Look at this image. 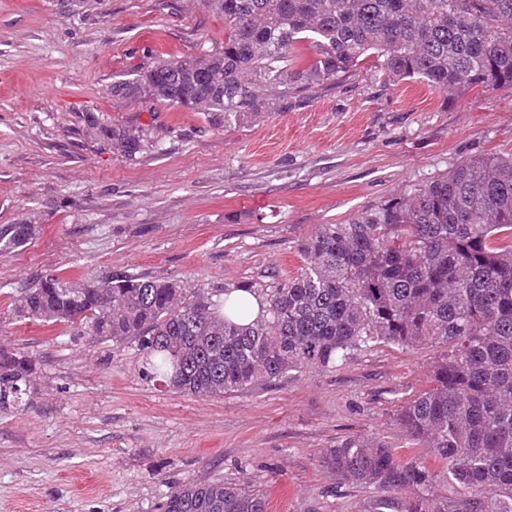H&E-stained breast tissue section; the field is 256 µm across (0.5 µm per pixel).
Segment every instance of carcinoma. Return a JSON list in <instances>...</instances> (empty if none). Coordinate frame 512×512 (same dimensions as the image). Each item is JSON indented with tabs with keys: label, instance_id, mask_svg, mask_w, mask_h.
<instances>
[{
	"label": "carcinoma",
	"instance_id": "cac0c4a2",
	"mask_svg": "<svg viewBox=\"0 0 512 512\" xmlns=\"http://www.w3.org/2000/svg\"><path fill=\"white\" fill-rule=\"evenodd\" d=\"M224 15V48L158 60L112 84L224 126L275 110L288 95L358 69L370 57L397 81L463 92L512 86V0H203ZM312 55L300 62V45ZM88 127L133 157L144 130ZM35 233L0 230V256ZM305 265L266 289L248 325L219 314L177 280L111 274L30 284L14 316L138 342L148 374L199 398L242 393L311 369L334 368L379 345L444 348L430 386L396 422L416 454L350 436L320 459L339 479L382 492L378 512H512V156L484 154L345 224H319ZM37 361L0 347V409L30 389ZM446 466L454 495L431 491ZM247 482L190 481L157 512H268Z\"/></svg>",
	"mask_w": 512,
	"mask_h": 512
}]
</instances>
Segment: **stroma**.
<instances>
[{"instance_id":"stroma-1","label":"stroma","mask_w":512,"mask_h":512,"mask_svg":"<svg viewBox=\"0 0 512 512\" xmlns=\"http://www.w3.org/2000/svg\"><path fill=\"white\" fill-rule=\"evenodd\" d=\"M223 44L224 17L202 0H0V228L35 226L0 257V345L40 362L22 402L0 410V512H155L175 487L217 479L251 482L276 512H376V489L319 460L351 435L404 450L395 417L438 348L381 346L201 399L144 377L134 342L10 315L53 275L181 280L218 304L236 285L270 288L303 267L316 225L512 153L511 87L451 96L373 58L231 127L108 93L134 67ZM90 111L145 128L146 147L113 153L88 135Z\"/></svg>"}]
</instances>
